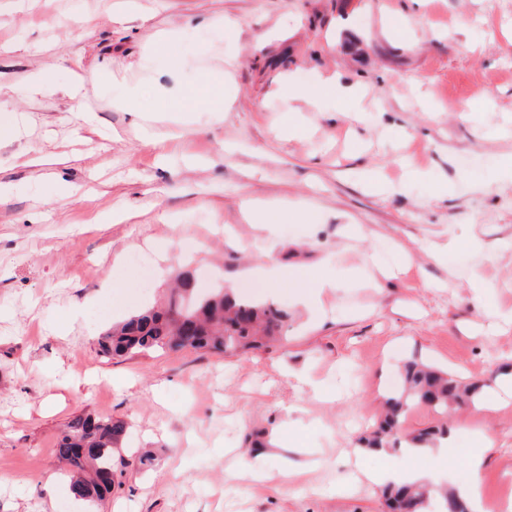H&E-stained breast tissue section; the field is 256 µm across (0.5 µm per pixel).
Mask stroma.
<instances>
[{
    "label": "stroma",
    "instance_id": "1",
    "mask_svg": "<svg viewBox=\"0 0 512 512\" xmlns=\"http://www.w3.org/2000/svg\"><path fill=\"white\" fill-rule=\"evenodd\" d=\"M34 74L51 92L28 94ZM331 76L363 102L283 92ZM0 82L23 121L0 147V512H80L54 444L86 413L127 422V457L153 458L103 512H381L356 474L382 458L360 438L414 355L500 388L492 410L412 407L402 432L447 424L458 458L490 432L484 497L506 512L512 0H0ZM249 198L280 223H249ZM270 261L336 277L315 314L282 287V340L98 354L176 273L253 298ZM374 262L395 273L372 286ZM312 457L306 480L280 478Z\"/></svg>",
    "mask_w": 512,
    "mask_h": 512
}]
</instances>
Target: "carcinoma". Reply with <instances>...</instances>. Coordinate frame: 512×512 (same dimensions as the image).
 Here are the masks:
<instances>
[{"label":"carcinoma","mask_w":512,"mask_h":512,"mask_svg":"<svg viewBox=\"0 0 512 512\" xmlns=\"http://www.w3.org/2000/svg\"><path fill=\"white\" fill-rule=\"evenodd\" d=\"M162 308L132 315L98 338L99 354L106 358L134 356L150 351L205 350L218 354H245L281 335L288 312L271 303L243 299L222 286L205 291L188 273L177 276ZM402 386L387 399V412L378 430L365 440L368 449H383L399 440L401 422L408 410L420 404L435 409L472 400L482 384H462L452 374L417 358L401 369ZM127 433L123 422L91 414L78 415L66 424L55 453L71 474V489L81 499L103 505L112 485L99 482L104 474H121L130 465L119 445ZM448 435L435 428L409 435V444L429 447ZM431 490L425 485L386 486L382 499L388 512H423Z\"/></svg>","instance_id":"1"}]
</instances>
